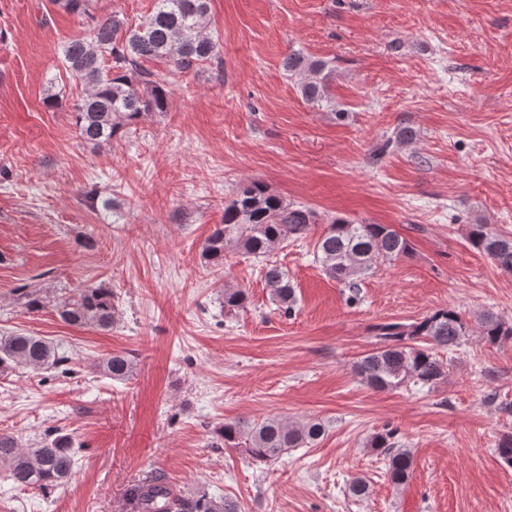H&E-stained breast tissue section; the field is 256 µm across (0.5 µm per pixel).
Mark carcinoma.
I'll use <instances>...</instances> for the list:
<instances>
[{"instance_id": "obj_1", "label": "carcinoma", "mask_w": 512, "mask_h": 512, "mask_svg": "<svg viewBox=\"0 0 512 512\" xmlns=\"http://www.w3.org/2000/svg\"><path fill=\"white\" fill-rule=\"evenodd\" d=\"M96 0H51L65 12L78 16L86 34L62 46L61 64L83 85L72 104L79 138L93 147L109 145L150 112L168 111L167 80L144 63L166 61L175 69H200L220 60L219 42L207 33L209 0H154V8L135 27L117 14L96 15ZM283 69L302 77L300 93L309 103L327 100L322 74L327 63L313 60L300 50L283 59ZM316 213L284 202L262 184L253 181L240 188L224 206V224L215 228L202 245L201 255L222 268L226 252L239 248L247 254L266 256L290 239L307 234ZM469 243L498 269L512 274V236L488 224H473ZM411 250L408 239L390 224H359L336 217L315 244L322 271L352 291L357 300L358 282L380 260L393 261ZM264 280L272 300L289 312L295 292L278 265H266ZM246 289H224V313L245 310ZM65 323L80 328L109 330L117 315L112 289L102 285L81 290L58 302ZM481 335L490 344L512 340V323L493 313L479 319ZM376 347L355 365L367 387L384 391L405 384L435 387L447 377L440 352L460 345L468 325L453 308H440L408 323L389 322L374 329ZM70 361L68 352L38 336L11 332L0 335V374L18 369L33 372L60 369ZM114 380L132 376L134 361L126 353L104 357L99 364ZM323 422L287 423L279 418L261 421H226L218 429L224 447L239 449L253 463L266 465L290 448L310 447L325 434ZM370 446L381 450L388 462L391 482L408 480L412 458L400 447L396 431L384 429L372 436ZM77 451L69 435L61 434L36 445L22 447L17 438L0 434V482L15 488L50 494L72 473ZM136 512H241L237 500L206 492L182 495L174 492L164 475L156 473L132 489Z\"/></svg>"}]
</instances>
